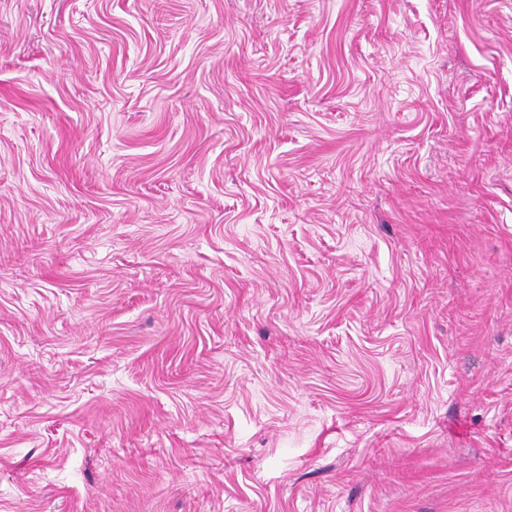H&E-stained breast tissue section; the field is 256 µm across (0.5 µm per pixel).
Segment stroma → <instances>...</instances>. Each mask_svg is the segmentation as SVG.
I'll use <instances>...</instances> for the list:
<instances>
[{"label": "stroma", "mask_w": 512, "mask_h": 512, "mask_svg": "<svg viewBox=\"0 0 512 512\" xmlns=\"http://www.w3.org/2000/svg\"><path fill=\"white\" fill-rule=\"evenodd\" d=\"M0 512H512V0H0Z\"/></svg>", "instance_id": "obj_1"}]
</instances>
